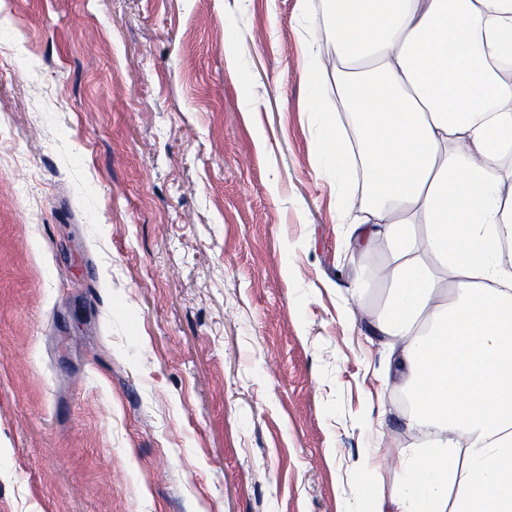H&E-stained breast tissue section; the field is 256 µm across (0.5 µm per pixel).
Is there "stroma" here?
<instances>
[{
  "mask_svg": "<svg viewBox=\"0 0 512 512\" xmlns=\"http://www.w3.org/2000/svg\"><path fill=\"white\" fill-rule=\"evenodd\" d=\"M0 0V512H367L416 442L309 112L322 0Z\"/></svg>",
  "mask_w": 512,
  "mask_h": 512,
  "instance_id": "1",
  "label": "stroma"
}]
</instances>
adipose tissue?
<instances>
[{
	"label": "adipose tissue",
	"instance_id": "obj_1",
	"mask_svg": "<svg viewBox=\"0 0 512 512\" xmlns=\"http://www.w3.org/2000/svg\"><path fill=\"white\" fill-rule=\"evenodd\" d=\"M324 38L336 61L309 70L310 112L325 155L363 171L358 205L371 220L358 242L388 236L402 259L375 331L421 438L397 495L370 512H512V173L499 164L512 147V76L489 64L512 60V0H348ZM329 84L357 123L356 159L320 108ZM429 254L452 272L449 294ZM458 454L461 478L448 465Z\"/></svg>",
	"mask_w": 512,
	"mask_h": 512
}]
</instances>
